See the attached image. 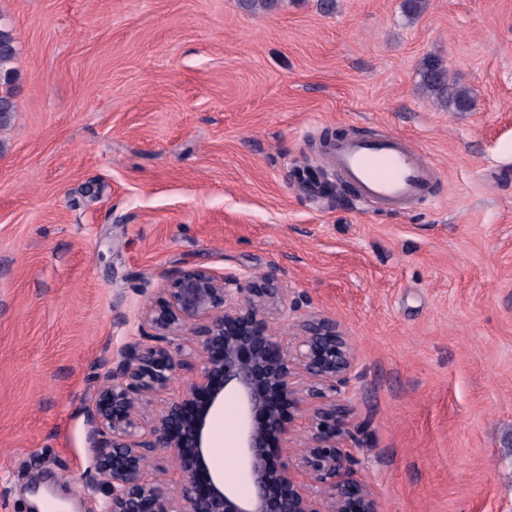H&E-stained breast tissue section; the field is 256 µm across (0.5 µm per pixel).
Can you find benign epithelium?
I'll list each match as a JSON object with an SVG mask.
<instances>
[{
  "label": "benign epithelium",
  "mask_w": 512,
  "mask_h": 512,
  "mask_svg": "<svg viewBox=\"0 0 512 512\" xmlns=\"http://www.w3.org/2000/svg\"><path fill=\"white\" fill-rule=\"evenodd\" d=\"M164 293L162 304L143 308L140 336L120 348L88 415L91 448L109 477L97 512H377L347 448L358 427L339 386L356 355L340 324L307 311L295 323L298 345L287 350L266 314L288 318L303 300L273 277L243 280L187 267ZM175 336L193 343L196 376L145 421L143 399L166 392L187 365L172 350ZM228 392L240 405L244 493L224 487L207 464L209 420ZM296 414L309 416L311 426L293 465L282 449ZM157 450L180 463L176 493L149 476V453ZM306 477L322 488L324 509L308 495Z\"/></svg>",
  "instance_id": "obj_1"
}]
</instances>
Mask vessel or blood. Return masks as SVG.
Returning a JSON list of instances; mask_svg holds the SVG:
<instances>
[{
	"label": "vessel or blood",
	"instance_id": "b4317fda",
	"mask_svg": "<svg viewBox=\"0 0 512 512\" xmlns=\"http://www.w3.org/2000/svg\"><path fill=\"white\" fill-rule=\"evenodd\" d=\"M329 160L365 201L384 208L434 198V164L404 139L346 137L332 146Z\"/></svg>",
	"mask_w": 512,
	"mask_h": 512
}]
</instances>
